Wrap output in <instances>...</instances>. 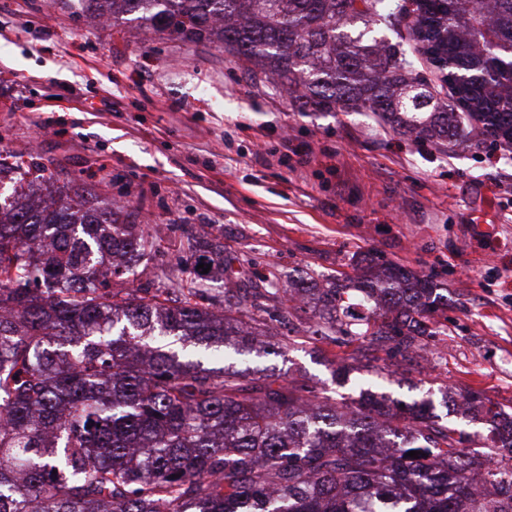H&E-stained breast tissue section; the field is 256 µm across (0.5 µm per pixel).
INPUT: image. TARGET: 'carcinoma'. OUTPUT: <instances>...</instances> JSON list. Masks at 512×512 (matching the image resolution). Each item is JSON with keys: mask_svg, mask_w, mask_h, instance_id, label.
<instances>
[{"mask_svg": "<svg viewBox=\"0 0 512 512\" xmlns=\"http://www.w3.org/2000/svg\"><path fill=\"white\" fill-rule=\"evenodd\" d=\"M83 13L216 44L253 77L292 93L300 112H371L417 142L454 149L512 142V0H425L411 29L446 55L451 102L435 98L401 44L348 30L400 22L394 0H79ZM476 73L472 84L456 75ZM475 112L461 111L460 101ZM31 175L0 164V184ZM197 263L225 274L224 245ZM158 251L143 224L68 182L47 197L13 188L0 202V512H512V407L483 392L440 391L450 412L486 433L440 423L360 389L273 378L250 365L285 347L259 318L279 293L321 312L307 332L366 339L404 359L436 334L431 278L373 254L324 288L254 283L251 298L207 295L208 275L114 288ZM475 444L463 447L464 442ZM419 452L418 458L407 456ZM493 485L476 493L470 472Z\"/></svg>", "mask_w": 512, "mask_h": 512, "instance_id": "1", "label": "carcinoma"}]
</instances>
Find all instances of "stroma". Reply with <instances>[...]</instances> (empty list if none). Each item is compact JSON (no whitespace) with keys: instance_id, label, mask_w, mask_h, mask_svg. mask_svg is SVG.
Returning <instances> with one entry per match:
<instances>
[{"instance_id":"35a3bbf8","label":"stroma","mask_w":512,"mask_h":512,"mask_svg":"<svg viewBox=\"0 0 512 512\" xmlns=\"http://www.w3.org/2000/svg\"><path fill=\"white\" fill-rule=\"evenodd\" d=\"M401 40L439 98L450 95L407 23ZM0 163L80 178L159 252L128 287L176 272L188 235L218 236L243 278L319 288L369 251L433 275L450 303L424 358L388 357L306 332L293 311L277 374L334 390L335 365L409 402L483 391L512 405V144L448 150L369 112H300L278 85L213 44L82 17L73 0H0Z\"/></svg>"}]
</instances>
